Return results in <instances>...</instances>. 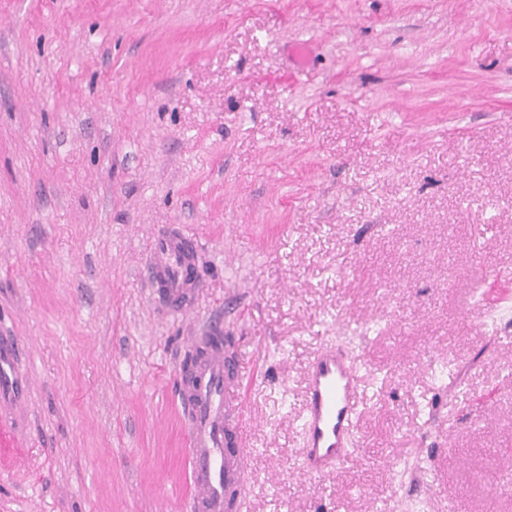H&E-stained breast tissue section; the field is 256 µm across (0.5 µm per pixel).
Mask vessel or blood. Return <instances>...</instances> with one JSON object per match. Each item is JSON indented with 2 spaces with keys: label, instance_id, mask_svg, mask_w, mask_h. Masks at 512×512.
Listing matches in <instances>:
<instances>
[{
  "label": "vessel or blood",
  "instance_id": "b4317fda",
  "mask_svg": "<svg viewBox=\"0 0 512 512\" xmlns=\"http://www.w3.org/2000/svg\"><path fill=\"white\" fill-rule=\"evenodd\" d=\"M198 246L168 229L155 237L147 263L159 303L168 311L192 310L199 292ZM243 366L221 330L192 337L179 374L186 448L194 493L189 512H242L248 450L239 387ZM361 403L357 367L339 349L320 351L309 363L301 473L328 474L353 453L351 430Z\"/></svg>",
  "mask_w": 512,
  "mask_h": 512
}]
</instances>
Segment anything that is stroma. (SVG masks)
Listing matches in <instances>:
<instances>
[{"instance_id":"35a3bbf8","label":"stroma","mask_w":512,"mask_h":512,"mask_svg":"<svg viewBox=\"0 0 512 512\" xmlns=\"http://www.w3.org/2000/svg\"><path fill=\"white\" fill-rule=\"evenodd\" d=\"M169 228L183 316L145 270ZM210 327L243 512H512V0H0V512H186ZM328 346L364 396L307 479ZM198 246L181 232L168 229L155 237L153 254L147 262L149 280L159 303L171 313L192 310L199 292ZM222 330L193 336L178 398L194 493L190 512H242L248 449L239 387L243 366ZM185 358V359H186Z\"/></svg>"}]
</instances>
